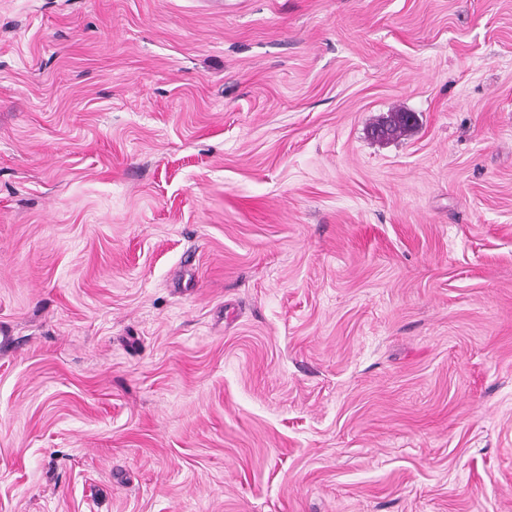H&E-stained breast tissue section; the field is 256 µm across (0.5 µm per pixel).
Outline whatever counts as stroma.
<instances>
[{
	"mask_svg": "<svg viewBox=\"0 0 512 512\" xmlns=\"http://www.w3.org/2000/svg\"><path fill=\"white\" fill-rule=\"evenodd\" d=\"M0 512H512V0H0Z\"/></svg>",
	"mask_w": 512,
	"mask_h": 512,
	"instance_id": "1",
	"label": "stroma"
}]
</instances>
